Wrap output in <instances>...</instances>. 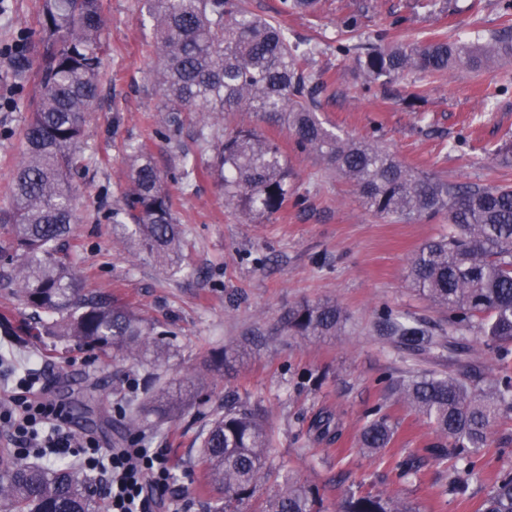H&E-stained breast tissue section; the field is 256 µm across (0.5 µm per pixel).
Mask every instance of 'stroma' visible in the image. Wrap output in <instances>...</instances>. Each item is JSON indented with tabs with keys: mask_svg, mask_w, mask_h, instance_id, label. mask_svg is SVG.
<instances>
[{
	"mask_svg": "<svg viewBox=\"0 0 512 512\" xmlns=\"http://www.w3.org/2000/svg\"><path fill=\"white\" fill-rule=\"evenodd\" d=\"M43 0H0V47L23 39L29 56L20 80L0 57V209L11 202L13 178L23 160L20 133L33 108L41 49ZM106 20L105 81L89 117L82 166L72 179L78 221L69 238L74 269L85 288L126 300L144 318L176 333L175 348L158 373L183 378L202 360L213 362L195 402L143 430L144 444L162 450L173 468L177 512H210L222 496L206 486L197 464L201 435L213 414L232 399L255 409L272 433L269 463L275 476L292 475L318 489L327 512L348 492L397 496L419 512H475L497 471L512 469V419L496 429L501 453L473 476L465 497L440 493L441 478L429 465L435 434L390 390L408 368L455 369L448 356L410 357L379 324L384 311L437 330L448 313L411 288L413 254L447 232L441 221H405L366 210L347 180L301 152L289 131L251 112H196L180 129L160 109L155 82L158 55L153 21L142 0H100ZM250 8L277 17L290 43L313 48L310 70L323 84L317 114L340 137L377 141L405 166L437 180L480 186L512 185V167L496 153L512 146V64L442 78L406 75L397 83L363 90L351 49L366 42L417 43L432 33L484 41L504 24L501 0H320L315 13H280V0H249ZM358 21L356 39L342 34ZM418 102H410L412 93ZM245 124L274 138L294 173L295 198L272 219H257L224 206V186L211 175L214 152L202 137L217 139ZM142 143L169 176L172 211L184 243V267L173 272L120 235L109 212L130 188L125 157ZM330 300L348 321L338 336L290 334V308ZM0 388L37 367L48 393L68 407L73 426L88 429L102 447H122L129 435L116 404L131 378L146 367L92 359L52 336H27L29 319L0 288ZM96 377L94 391L84 389ZM381 407L397 425L393 452L425 459L420 478L405 479L363 452L357 438L366 410ZM339 418L342 437L333 444L313 438L322 414Z\"/></svg>",
	"mask_w": 512,
	"mask_h": 512,
	"instance_id": "1",
	"label": "stroma"
}]
</instances>
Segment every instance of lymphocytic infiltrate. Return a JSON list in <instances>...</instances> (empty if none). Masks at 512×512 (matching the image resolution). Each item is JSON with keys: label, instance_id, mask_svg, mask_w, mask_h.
Segmentation results:
<instances>
[{"label": "lymphocytic infiltrate", "instance_id": "lymphocytic-infiltrate-1", "mask_svg": "<svg viewBox=\"0 0 512 512\" xmlns=\"http://www.w3.org/2000/svg\"><path fill=\"white\" fill-rule=\"evenodd\" d=\"M0 428L10 433L19 457L72 459L106 474L107 512H157L173 494L172 471L161 452L144 448L138 437L102 449L96 437L73 429L66 407L48 396L36 374H25L11 394L0 396Z\"/></svg>", "mask_w": 512, "mask_h": 512}]
</instances>
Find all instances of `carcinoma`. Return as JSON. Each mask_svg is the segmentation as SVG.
I'll return each instance as SVG.
<instances>
[{"instance_id": "carcinoma-1", "label": "carcinoma", "mask_w": 512, "mask_h": 512, "mask_svg": "<svg viewBox=\"0 0 512 512\" xmlns=\"http://www.w3.org/2000/svg\"><path fill=\"white\" fill-rule=\"evenodd\" d=\"M161 54L157 82L163 111L252 112L277 120L296 146L319 157L346 178L369 211L399 219L439 218L451 224L446 237L426 243L411 259L409 277L417 291L448 310V336L417 324L383 317L396 346L412 355L452 349L469 353L460 333L478 327L483 344L497 354L500 372L485 386L469 383L475 366L455 375L413 373L398 386L401 399L429 422L437 441L430 457L448 480L442 493L462 491L492 447L503 408L512 409V186H457L416 173L380 146L344 140L316 113L304 57L313 53L288 43L283 29L246 6V0H145ZM36 108L22 130L24 160L8 208L0 210V288H8L30 310L24 332L55 336L113 365L135 361L152 368L171 355L174 334L146 321L128 304L86 292L61 242L74 222L68 182L82 165L86 114L103 80L105 22L99 0H44ZM512 59V34L482 45L434 38L423 44H367L356 66L367 84H387L417 71L439 78L452 70L480 72ZM214 172L224 182L227 208L271 219L288 200L290 172L279 146L249 125H239L212 144ZM131 188L112 209L138 250L177 269L183 242L170 208L164 178L149 152L129 146ZM347 321L332 302L300 304L288 312V330L300 336H334ZM204 374L166 383L154 374L143 380L150 403L117 404L127 431L140 432L152 413L178 412L181 388L199 397ZM396 426L375 408L359 437L360 447L382 460ZM267 423L243 405L224 407L203 434L198 465L206 483L224 489L212 512H325L319 492L288 475L258 493L271 477ZM417 457L395 462L399 475L417 476ZM0 508L3 512H104L93 479L69 466L43 468L0 448ZM336 512H416L405 501L372 492H351ZM478 512H512V469L501 471Z\"/></svg>"}]
</instances>
